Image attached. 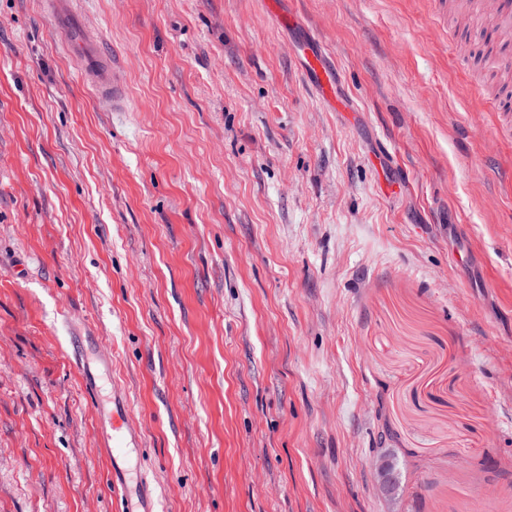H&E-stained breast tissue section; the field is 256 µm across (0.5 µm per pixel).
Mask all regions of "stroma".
<instances>
[{
    "mask_svg": "<svg viewBox=\"0 0 512 512\" xmlns=\"http://www.w3.org/2000/svg\"><path fill=\"white\" fill-rule=\"evenodd\" d=\"M492 58L512 35L462 0H0V512H113L78 329L160 512H512ZM95 47V42L91 38L85 37L80 44L77 55L82 61L86 71H95L93 83L98 89L100 95L112 96V104L123 105L126 100L125 85L120 81L115 74V66L102 67L98 61L96 64L86 63L88 55L91 54L92 49ZM87 64V65H86ZM303 64L316 93L336 108V88L331 80V70L326 58L322 53L310 51V54L305 56ZM98 336H73L72 356L78 370L81 372L82 383L86 388H95L96 379L87 366L89 350L96 349Z\"/></svg>",
    "mask_w": 512,
    "mask_h": 512,
    "instance_id": "obj_1",
    "label": "stroma"
}]
</instances>
